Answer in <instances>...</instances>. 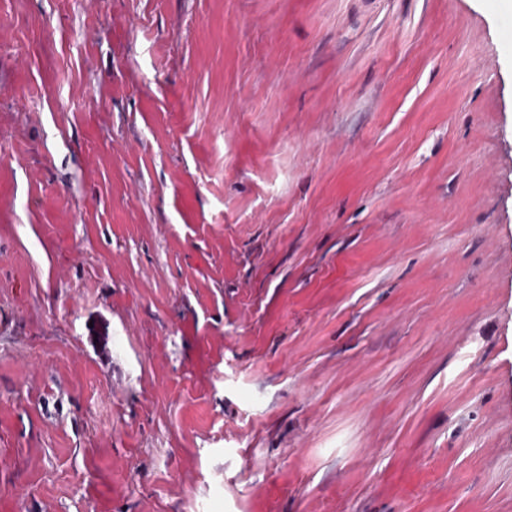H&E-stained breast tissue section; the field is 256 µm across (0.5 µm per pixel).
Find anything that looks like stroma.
I'll list each match as a JSON object with an SVG mask.
<instances>
[{"mask_svg":"<svg viewBox=\"0 0 512 512\" xmlns=\"http://www.w3.org/2000/svg\"><path fill=\"white\" fill-rule=\"evenodd\" d=\"M0 512H512V9L0 0Z\"/></svg>","mask_w":512,"mask_h":512,"instance_id":"35a3bbf8","label":"stroma"}]
</instances>
